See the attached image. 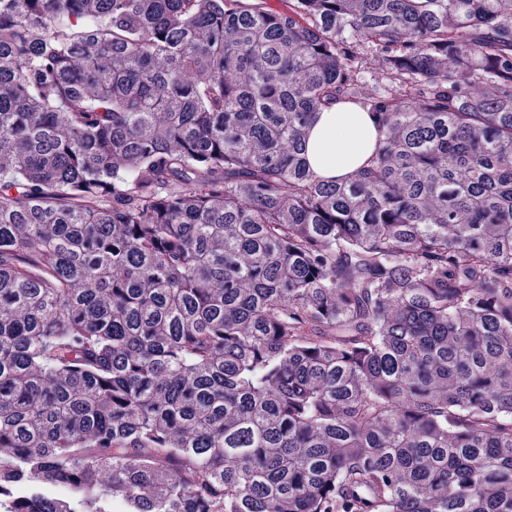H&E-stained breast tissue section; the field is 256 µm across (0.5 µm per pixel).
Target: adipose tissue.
I'll use <instances>...</instances> for the list:
<instances>
[{
  "mask_svg": "<svg viewBox=\"0 0 512 512\" xmlns=\"http://www.w3.org/2000/svg\"><path fill=\"white\" fill-rule=\"evenodd\" d=\"M376 131L367 115L338 104L320 113L307 138L311 167L326 179H338L361 166L372 152Z\"/></svg>",
  "mask_w": 512,
  "mask_h": 512,
  "instance_id": "ef3b65f1",
  "label": "adipose tissue"
}]
</instances>
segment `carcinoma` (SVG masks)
I'll use <instances>...</instances> for the list:
<instances>
[{"instance_id": "cac0c4a2", "label": "carcinoma", "mask_w": 512, "mask_h": 512, "mask_svg": "<svg viewBox=\"0 0 512 512\" xmlns=\"http://www.w3.org/2000/svg\"><path fill=\"white\" fill-rule=\"evenodd\" d=\"M46 488L512 512V0H0V512ZM376 131L367 115L345 104L320 113L309 130L307 157L325 179H338L361 166L372 152Z\"/></svg>"}]
</instances>
